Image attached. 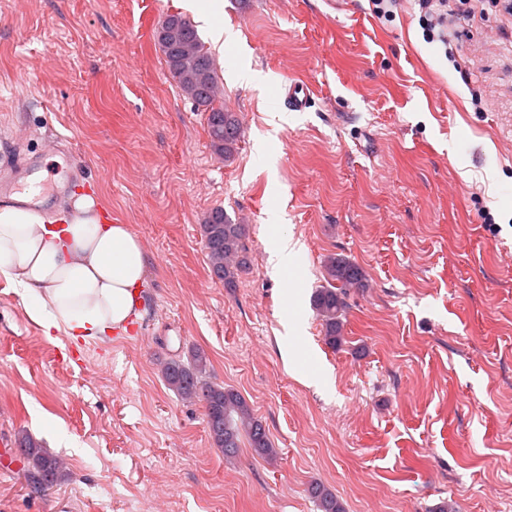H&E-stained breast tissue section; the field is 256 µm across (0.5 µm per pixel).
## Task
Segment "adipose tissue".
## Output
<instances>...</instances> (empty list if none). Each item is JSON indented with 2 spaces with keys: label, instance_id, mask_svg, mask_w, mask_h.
Masks as SVG:
<instances>
[{
  "label": "adipose tissue",
  "instance_id": "obj_1",
  "mask_svg": "<svg viewBox=\"0 0 512 512\" xmlns=\"http://www.w3.org/2000/svg\"><path fill=\"white\" fill-rule=\"evenodd\" d=\"M31 193L0 202V278L20 288L45 336L73 343L128 334L141 316L145 255L128 225L88 194L37 211Z\"/></svg>",
  "mask_w": 512,
  "mask_h": 512
}]
</instances>
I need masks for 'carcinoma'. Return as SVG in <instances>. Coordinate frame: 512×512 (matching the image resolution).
<instances>
[{
    "label": "carcinoma",
    "instance_id": "1",
    "mask_svg": "<svg viewBox=\"0 0 512 512\" xmlns=\"http://www.w3.org/2000/svg\"><path fill=\"white\" fill-rule=\"evenodd\" d=\"M155 40L177 86L198 110L206 113L213 151L221 158L231 159L240 140L239 117L225 110L224 103L217 98L216 64L195 26L178 13L170 14L158 27ZM245 235L246 225L233 221L222 208L213 209L205 218L203 243L210 274L224 282L226 288L235 287L250 266ZM325 271L327 284L315 291L313 308L322 321L326 344L336 347L344 341L347 290L363 286L364 274L357 264L341 255L329 257ZM206 368L204 354L194 351L185 360H165L162 372L168 386L184 400L203 404L208 434L214 446L224 452L225 460H234L244 442L260 455L275 454L265 426L246 400L233 389L206 381ZM15 447L23 457L28 485L47 490L61 479L62 465L33 436L19 435ZM307 494L318 512H345L336 494L321 483H310Z\"/></svg>",
    "mask_w": 512,
    "mask_h": 512
}]
</instances>
